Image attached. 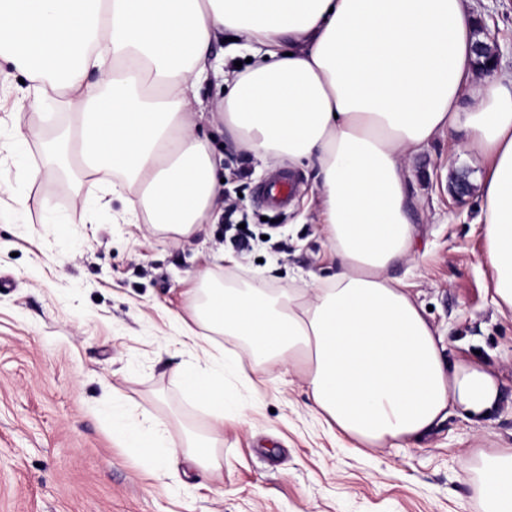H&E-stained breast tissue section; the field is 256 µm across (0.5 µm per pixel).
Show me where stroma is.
<instances>
[{"mask_svg":"<svg viewBox=\"0 0 512 512\" xmlns=\"http://www.w3.org/2000/svg\"><path fill=\"white\" fill-rule=\"evenodd\" d=\"M471 7L500 68L512 72V0ZM213 144L237 205L234 226L205 223L187 237L128 223L117 201L83 209L98 193L85 177L64 192L42 173L28 196L51 194L50 210L16 214L8 188L18 158L0 151V512H483L460 462L477 448H512V313L498 311L481 259V201L455 196L449 182L457 169L477 180L486 161L444 134L404 160L416 255L392 275L450 338L451 359L494 368L507 401L490 423L454 411L402 447L359 453L310 412L301 377L273 368L224 381L234 405L224 417L223 493L184 458L156 469L113 439L117 404L172 438L184 426L206 430L174 376L191 357L172 341L193 320L201 272L302 288L336 271L315 170H292L290 204L274 210L256 198L272 168L230 133ZM241 233L249 248L239 247Z\"/></svg>","mask_w":512,"mask_h":512,"instance_id":"1","label":"stroma"}]
</instances>
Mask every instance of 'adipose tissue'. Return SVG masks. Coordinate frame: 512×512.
Returning a JSON list of instances; mask_svg holds the SVG:
<instances>
[{
  "mask_svg": "<svg viewBox=\"0 0 512 512\" xmlns=\"http://www.w3.org/2000/svg\"><path fill=\"white\" fill-rule=\"evenodd\" d=\"M469 0H0V110L63 104L56 137L13 124L10 145L44 141L105 187L126 214L188 236L224 212V156L209 129L273 166L317 171L338 263L309 288L213 282L196 291L176 373L206 409L207 432L174 442L117 419L112 434L157 462L183 456L220 476L224 376L301 370L311 408L338 438L380 446L420 436L450 411L488 420L504 393L488 367L445 360L443 339L392 277L412 260L403 159L436 135L484 156L477 182L484 251L499 311L512 312V73L476 71ZM233 33L249 66L210 47ZM95 84H87L89 71ZM26 78L13 85L15 76ZM225 92L204 106L201 90ZM243 341L246 357L220 336ZM485 512H512V448L462 464Z\"/></svg>",
  "mask_w": 512,
  "mask_h": 512,
  "instance_id": "1",
  "label": "adipose tissue"
}]
</instances>
